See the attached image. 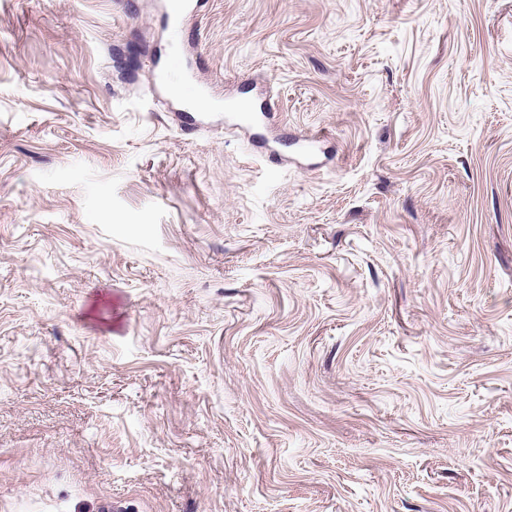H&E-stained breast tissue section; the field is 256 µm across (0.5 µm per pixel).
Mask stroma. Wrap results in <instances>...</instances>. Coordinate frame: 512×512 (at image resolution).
<instances>
[{"instance_id":"stroma-1","label":"stroma","mask_w":512,"mask_h":512,"mask_svg":"<svg viewBox=\"0 0 512 512\" xmlns=\"http://www.w3.org/2000/svg\"><path fill=\"white\" fill-rule=\"evenodd\" d=\"M158 3L0 0V512H512V0Z\"/></svg>"}]
</instances>
